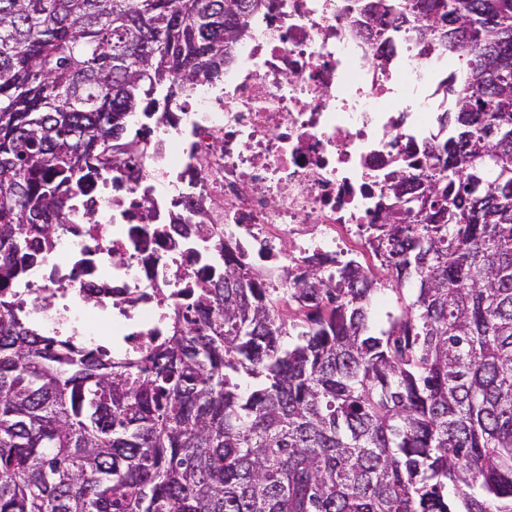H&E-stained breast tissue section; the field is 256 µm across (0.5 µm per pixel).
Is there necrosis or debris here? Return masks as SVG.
Returning <instances> with one entry per match:
<instances>
[{
  "mask_svg": "<svg viewBox=\"0 0 512 512\" xmlns=\"http://www.w3.org/2000/svg\"><path fill=\"white\" fill-rule=\"evenodd\" d=\"M352 2L268 0L221 80L200 78L174 111L129 113L152 147L83 183L69 222L32 239L23 273L0 285L17 315L90 349L107 324L120 357L166 336L223 256L278 292L363 246L468 63L405 36L370 55Z\"/></svg>",
  "mask_w": 512,
  "mask_h": 512,
  "instance_id": "1",
  "label": "necrosis or debris"
}]
</instances>
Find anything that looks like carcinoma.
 <instances>
[{
  "label": "carcinoma",
  "mask_w": 512,
  "mask_h": 512,
  "mask_svg": "<svg viewBox=\"0 0 512 512\" xmlns=\"http://www.w3.org/2000/svg\"><path fill=\"white\" fill-rule=\"evenodd\" d=\"M265 0H0V280L129 112L224 74ZM378 34L468 59L432 164L369 248L274 296L224 261L173 333L117 359L0 297V512H512V0H359ZM308 308L298 324L280 308Z\"/></svg>",
  "instance_id": "1"
}]
</instances>
